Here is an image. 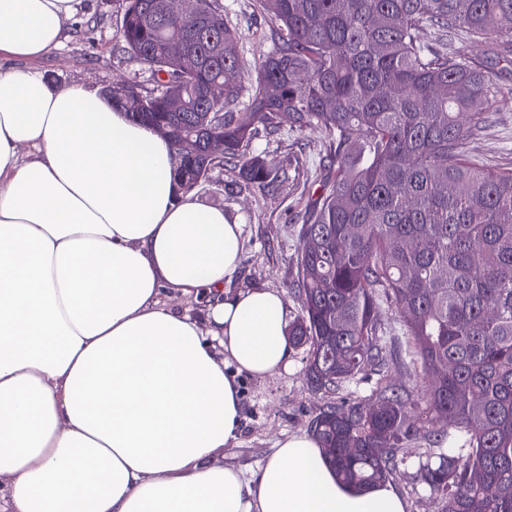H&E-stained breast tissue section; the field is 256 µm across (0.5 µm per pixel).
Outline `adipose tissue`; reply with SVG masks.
Returning <instances> with one entry per match:
<instances>
[{
	"label": "adipose tissue",
	"instance_id": "ef3b65f1",
	"mask_svg": "<svg viewBox=\"0 0 512 512\" xmlns=\"http://www.w3.org/2000/svg\"><path fill=\"white\" fill-rule=\"evenodd\" d=\"M73 3L0 0V512H406L308 434L219 463L243 378L288 367L285 301L229 289L242 226L177 193L166 140L34 70ZM203 292V318L171 305Z\"/></svg>",
	"mask_w": 512,
	"mask_h": 512
}]
</instances>
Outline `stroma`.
Listing matches in <instances>:
<instances>
[{"label": "stroma", "instance_id": "stroma-1", "mask_svg": "<svg viewBox=\"0 0 512 512\" xmlns=\"http://www.w3.org/2000/svg\"><path fill=\"white\" fill-rule=\"evenodd\" d=\"M223 3L228 31L245 63H259L274 48L275 23L254 11V0ZM121 25L116 0H78L74 15L63 23L60 46L38 61L36 70L56 86L80 82L102 88L121 80L152 86L150 68L130 60L120 37ZM452 45L479 58L501 88L486 128L470 140V155L484 167L511 169L512 61L496 59L485 44L461 32ZM327 142L321 130L300 133L281 121L276 133L259 132L249 146L250 153L262 155L278 173L275 189L243 184L236 171L217 168L193 191L198 201L224 208L243 226V259L232 288L276 289L283 293L293 319L302 308L293 289L299 229L323 189ZM304 365V353L296 349L286 370L264 379H244L241 433L237 444L225 449L224 465L257 468L279 440L308 431L327 398L309 389Z\"/></svg>", "mask_w": 512, "mask_h": 512}]
</instances>
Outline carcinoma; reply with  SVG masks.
I'll use <instances>...</instances> for the list:
<instances>
[{
  "label": "carcinoma",
  "mask_w": 512,
  "mask_h": 512,
  "mask_svg": "<svg viewBox=\"0 0 512 512\" xmlns=\"http://www.w3.org/2000/svg\"><path fill=\"white\" fill-rule=\"evenodd\" d=\"M257 2L277 40L249 72L221 0H189L179 23L155 0H121V38L153 87L103 93L168 141L188 193L216 167L212 138L224 139L223 164L265 186L271 170L247 154L256 125L286 112L295 130L329 134V177L297 248L302 314L289 328L307 384L336 396L309 433L337 481L367 491L407 464L417 409L430 445L418 494L445 499V512H512V170L467 156L496 96L485 70L421 37L463 30L511 56L512 0ZM175 39L187 46L176 71L165 63ZM185 141L193 153L179 150ZM384 306L406 338L409 386L388 378ZM373 374L369 394L340 395Z\"/></svg>",
  "instance_id": "cac0c4a2"
}]
</instances>
